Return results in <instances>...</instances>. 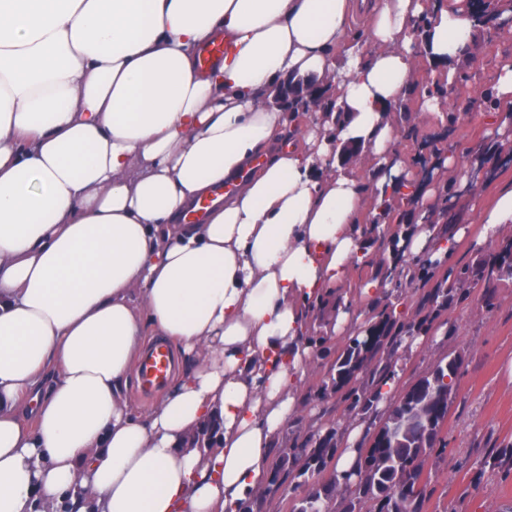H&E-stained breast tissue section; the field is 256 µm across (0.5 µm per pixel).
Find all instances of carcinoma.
Here are the masks:
<instances>
[{
    "mask_svg": "<svg viewBox=\"0 0 512 512\" xmlns=\"http://www.w3.org/2000/svg\"><path fill=\"white\" fill-rule=\"evenodd\" d=\"M491 256L492 262L484 259L475 266L448 269V276L437 282L422 301L420 314L398 319L390 312L382 313L365 336L353 338L336 357L330 369V391L343 393L353 408L370 397H377L375 391L358 387L357 380L379 370H389V366L376 359V350L382 343L388 344L397 336L413 339L428 334L435 318L448 309L459 288L512 280V238L503 242ZM462 369L463 361L459 357L441 360L401 393L365 448L353 491H340L331 473L317 483H309L314 473L326 471L328 462L336 454L334 428L318 431L304 443L280 449L270 472L269 485L279 484L281 476L289 472L301 479L295 488L309 485L297 499L293 512H331L330 505L336 501L338 492L345 502L343 512H356L357 504L366 501L373 506L371 512H421L426 489L416 492L414 486L419 481L427 485L424 471L429 457L441 442L440 434L428 433L429 405L438 390L456 391Z\"/></svg>",
    "mask_w": 512,
    "mask_h": 512,
    "instance_id": "cac0c4a2",
    "label": "carcinoma"
}]
</instances>
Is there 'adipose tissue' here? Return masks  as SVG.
Listing matches in <instances>:
<instances>
[{
  "label": "adipose tissue",
  "mask_w": 512,
  "mask_h": 512,
  "mask_svg": "<svg viewBox=\"0 0 512 512\" xmlns=\"http://www.w3.org/2000/svg\"><path fill=\"white\" fill-rule=\"evenodd\" d=\"M361 8L354 42L351 0H0V512H239L298 410L321 308L360 335L356 269L379 297L406 256L461 240L427 222L437 191L389 107L419 61L454 80L480 24L462 0ZM304 75L336 108L296 126L272 93ZM394 192L404 225H362ZM152 334L182 369L137 413ZM215 418L216 446L193 444Z\"/></svg>",
  "instance_id": "adipose-tissue-1"
}]
</instances>
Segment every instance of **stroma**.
<instances>
[{
  "label": "stroma",
  "instance_id": "1",
  "mask_svg": "<svg viewBox=\"0 0 512 512\" xmlns=\"http://www.w3.org/2000/svg\"><path fill=\"white\" fill-rule=\"evenodd\" d=\"M512 57V26L493 37L478 35L457 65L451 98L456 121L420 114L421 87L430 83V67L421 64L404 98L394 109L396 124L414 125L416 134L401 139L399 150L414 156L433 143L453 150L462 164L480 157L484 176L478 191L490 201L502 185L512 182V162H504L480 115L482 95L492 92L500 59ZM448 325L443 337L428 336L415 351H394L392 370L400 388H409L439 360H463V373L448 410L442 437L446 451L429 460V481L422 512H512V280L476 290L463 289L442 313ZM346 334L326 333L319 363L311 367L300 397V411L284 426L279 447L303 440L313 431L335 427L338 447H345V423L351 411L339 393H323L337 355L349 344Z\"/></svg>",
  "mask_w": 512,
  "mask_h": 512
}]
</instances>
